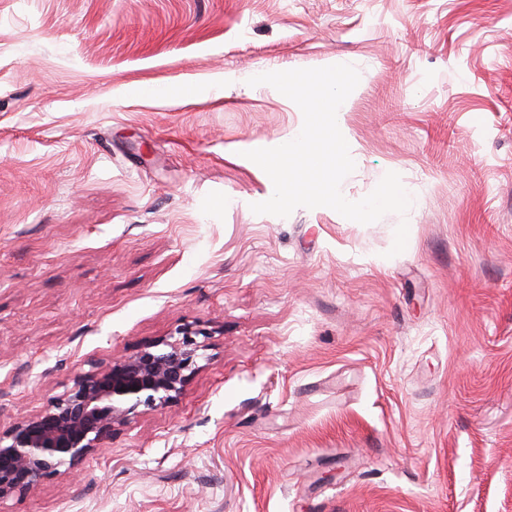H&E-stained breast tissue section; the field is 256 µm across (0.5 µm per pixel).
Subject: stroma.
I'll list each match as a JSON object with an SVG mask.
<instances>
[{"instance_id":"stroma-1","label":"stroma","mask_w":512,"mask_h":512,"mask_svg":"<svg viewBox=\"0 0 512 512\" xmlns=\"http://www.w3.org/2000/svg\"><path fill=\"white\" fill-rule=\"evenodd\" d=\"M335 64L343 195L411 208L253 213L303 115L249 78ZM187 326L179 397L0 512H512V0H0V425Z\"/></svg>"}]
</instances>
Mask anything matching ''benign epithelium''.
Here are the masks:
<instances>
[{"label":"benign epithelium","instance_id":"obj_1","mask_svg":"<svg viewBox=\"0 0 512 512\" xmlns=\"http://www.w3.org/2000/svg\"><path fill=\"white\" fill-rule=\"evenodd\" d=\"M185 328L173 340L76 374L39 413L0 426V501L73 469L130 416L164 407L186 388L203 345Z\"/></svg>","mask_w":512,"mask_h":512}]
</instances>
